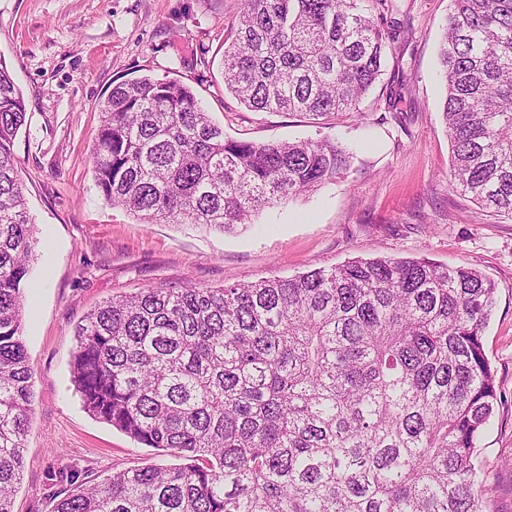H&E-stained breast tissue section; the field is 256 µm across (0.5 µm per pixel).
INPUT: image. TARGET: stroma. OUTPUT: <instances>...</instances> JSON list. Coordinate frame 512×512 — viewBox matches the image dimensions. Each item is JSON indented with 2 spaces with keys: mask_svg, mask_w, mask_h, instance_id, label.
I'll use <instances>...</instances> for the list:
<instances>
[{
  "mask_svg": "<svg viewBox=\"0 0 512 512\" xmlns=\"http://www.w3.org/2000/svg\"><path fill=\"white\" fill-rule=\"evenodd\" d=\"M407 32L360 115L254 112L224 87V38L240 0H0V59L29 120L13 152L34 218L24 341L31 429L13 512H53L65 477L177 465L83 410L70 381L74 328L96 305L146 286L218 288L356 258L471 266L496 285L483 331L501 400L478 440L490 512H512V221L453 192L437 52L452 0H396ZM190 86L226 137L336 138L353 155L336 181L226 232L143 224L107 203L93 173L100 103L118 75Z\"/></svg>",
  "mask_w": 512,
  "mask_h": 512,
  "instance_id": "stroma-1",
  "label": "stroma"
}]
</instances>
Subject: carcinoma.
<instances>
[{"instance_id":"carcinoma-1","label":"carcinoma","mask_w":512,"mask_h":512,"mask_svg":"<svg viewBox=\"0 0 512 512\" xmlns=\"http://www.w3.org/2000/svg\"><path fill=\"white\" fill-rule=\"evenodd\" d=\"M224 87L250 109L357 112L404 33L394 0H241ZM439 49L449 186L512 219V0H452ZM94 148L104 199L145 224L230 230L332 182L329 137L234 140L177 79L114 80ZM0 59V512L32 419L23 289L33 219ZM478 270L379 257L223 288L148 286L76 326L84 410L181 466L70 477L54 512H484L476 440L499 403Z\"/></svg>"}]
</instances>
